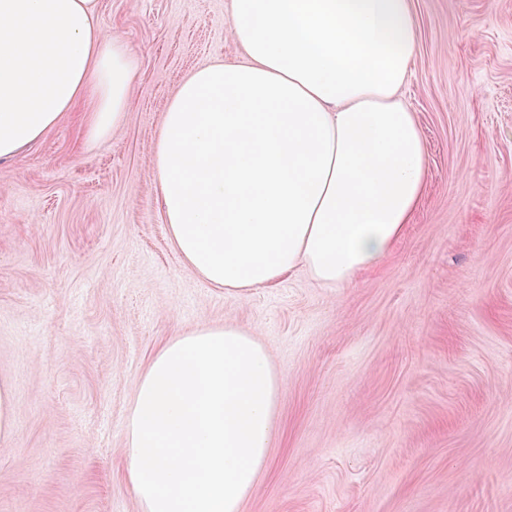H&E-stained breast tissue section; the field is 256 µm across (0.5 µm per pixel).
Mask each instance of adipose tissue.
Segmentation results:
<instances>
[{
	"mask_svg": "<svg viewBox=\"0 0 512 512\" xmlns=\"http://www.w3.org/2000/svg\"><path fill=\"white\" fill-rule=\"evenodd\" d=\"M98 0H0V160L92 98L89 135L130 110L135 66ZM243 64L187 77L154 147L183 262L230 292L303 271L339 287L382 265L427 185L403 101L417 33L409 0H232ZM282 380L233 322L167 340L125 424L142 512H240L277 435Z\"/></svg>",
	"mask_w": 512,
	"mask_h": 512,
	"instance_id": "adipose-tissue-1",
	"label": "adipose tissue"
}]
</instances>
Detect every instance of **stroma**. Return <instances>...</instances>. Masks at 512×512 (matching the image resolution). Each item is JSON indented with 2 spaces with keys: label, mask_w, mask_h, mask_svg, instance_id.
<instances>
[{
  "label": "stroma",
  "mask_w": 512,
  "mask_h": 512,
  "mask_svg": "<svg viewBox=\"0 0 512 512\" xmlns=\"http://www.w3.org/2000/svg\"><path fill=\"white\" fill-rule=\"evenodd\" d=\"M401 93L424 136L419 210L381 268L212 287L175 250L154 143L184 78L242 63L230 0H99L136 62L131 110L88 103L0 161V377L15 443L0 512H141L127 408L171 336L231 321L283 380L279 435L241 512H512V0H410Z\"/></svg>",
  "instance_id": "obj_1"
}]
</instances>
